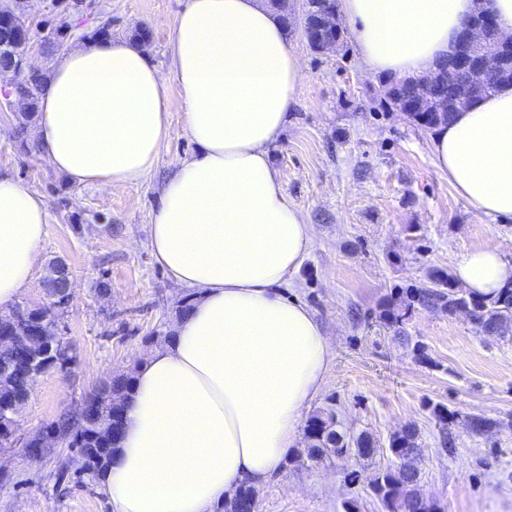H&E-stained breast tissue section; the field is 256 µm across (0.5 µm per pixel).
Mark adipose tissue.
I'll list each match as a JSON object with an SVG mask.
<instances>
[{
  "label": "adipose tissue",
  "mask_w": 512,
  "mask_h": 512,
  "mask_svg": "<svg viewBox=\"0 0 512 512\" xmlns=\"http://www.w3.org/2000/svg\"><path fill=\"white\" fill-rule=\"evenodd\" d=\"M475 0H339L367 72L421 78L447 59ZM170 76L125 39L58 56L39 97V155L83 187L139 185L180 109L196 155L179 160L151 214L149 246L198 298L139 365L122 439L100 476L114 512H214L241 484L277 476L332 346L281 289L313 244L271 148L303 85L300 57L268 0H188L168 44ZM435 167L476 213L512 217V86L475 101L430 140ZM46 201L0 178V311L33 280ZM454 273L483 297L512 283L496 248Z\"/></svg>",
  "instance_id": "ef3b65f1"
}]
</instances>
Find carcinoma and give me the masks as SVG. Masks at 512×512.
<instances>
[{
  "label": "carcinoma",
  "instance_id": "obj_1",
  "mask_svg": "<svg viewBox=\"0 0 512 512\" xmlns=\"http://www.w3.org/2000/svg\"><path fill=\"white\" fill-rule=\"evenodd\" d=\"M12 47L0 52V65H9L27 55L28 44L9 36ZM46 83V73L38 70L29 79L27 108L22 113L16 127L17 136H22L29 120L38 112V95ZM503 85H512V73L509 75L492 70L484 81V86L472 98L486 96ZM419 102L423 111L410 112L408 118L419 126L431 129L449 122L456 109L448 105V97L440 94L438 86L426 88L419 78L395 79L388 83L385 104L393 107L405 102ZM52 300L44 306H16L15 310L25 313L38 322H53L57 318L55 307L61 305L57 297L63 293L57 283L50 282L47 288ZM431 309L455 316L462 308L473 312V324L488 336H507L512 333V284L503 288L491 299L478 297L473 293L459 289L451 274L436 270L431 274L430 285L414 287L412 285L397 289L391 303L384 305L387 321L395 326H403L415 306ZM12 346L0 343V419L5 407L20 399L22 379L11 368ZM134 372L117 376L98 387L102 400L98 406L99 415L83 418V412L76 416H63L51 423L49 429L62 433L72 439V444L84 452L85 471L95 475L104 469L117 448L120 434L112 431L113 422H122L123 411L130 398ZM305 434L310 441L307 458L312 462L324 460H347L351 457L369 459L378 448L366 435L351 437L336 429L334 414L320 412L309 418ZM386 452L394 458L392 467L378 473L374 480L373 491L383 502L387 512H436L435 504L420 497L417 491L419 470L417 460L421 454L418 433L413 428H405L393 433L387 443ZM254 501V488L244 484L235 496L224 501L216 512H245V507Z\"/></svg>",
  "mask_w": 512,
  "mask_h": 512
}]
</instances>
